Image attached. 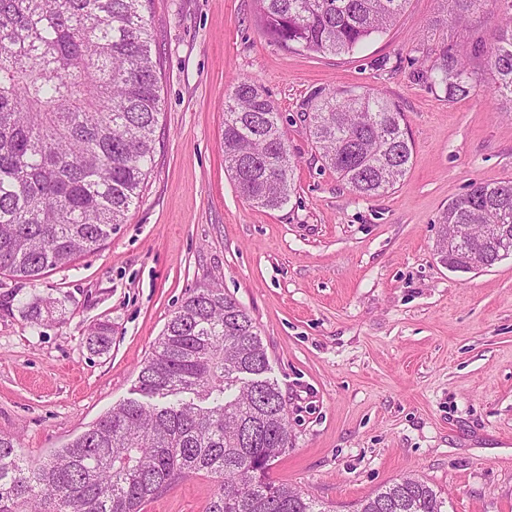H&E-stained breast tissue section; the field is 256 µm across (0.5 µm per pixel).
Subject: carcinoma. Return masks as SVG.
Returning <instances> with one entry per match:
<instances>
[{
  "instance_id": "obj_1",
  "label": "carcinoma",
  "mask_w": 512,
  "mask_h": 512,
  "mask_svg": "<svg viewBox=\"0 0 512 512\" xmlns=\"http://www.w3.org/2000/svg\"><path fill=\"white\" fill-rule=\"evenodd\" d=\"M150 0H0V272L36 280L110 238L139 202L152 164L160 64L152 54ZM280 45L350 52L386 32L406 0H256ZM461 24L487 0H452ZM501 22L489 54V91L512 102V0H493ZM431 84L450 98L480 86L464 62L440 52ZM309 132L326 166L362 197L405 175L413 147L405 115L370 92L328 91L310 106ZM224 166L242 196L275 210L294 190L281 113L259 86L226 96ZM440 261L466 273L494 260L488 224L512 225V180L479 182L440 217ZM472 241L448 245V225ZM31 322L53 313L37 296ZM112 327L90 344L105 348ZM266 350L253 319L217 287L192 291L174 312L139 374V392L196 401L128 400L40 466L25 467L19 439L0 434V512H138L140 504L203 471L219 491L207 512H330L268 477L288 448V414L264 377ZM444 499L406 477L357 512H444Z\"/></svg>"
}]
</instances>
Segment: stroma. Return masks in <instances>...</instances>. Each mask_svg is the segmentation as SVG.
<instances>
[{
	"mask_svg": "<svg viewBox=\"0 0 512 512\" xmlns=\"http://www.w3.org/2000/svg\"><path fill=\"white\" fill-rule=\"evenodd\" d=\"M452 0H407L349 54L288 49L255 0H151L161 103L154 158L126 224L28 281L0 274V434L37 467L124 401L181 301L223 287L250 314L288 410L270 475L334 512L414 475L446 512H512V256L469 273L439 260L438 219L473 183L512 180V102L451 99L424 79L440 49L490 81L497 9L463 24ZM241 80L284 117L295 191L252 206L224 168V100ZM371 90L406 116L413 155L388 193L361 197L312 139L315 92ZM58 309L32 324L21 303ZM106 349L90 345L100 323ZM192 473L140 512H206Z\"/></svg>",
	"mask_w": 512,
	"mask_h": 512,
	"instance_id": "35a3bbf8",
	"label": "stroma"
}]
</instances>
